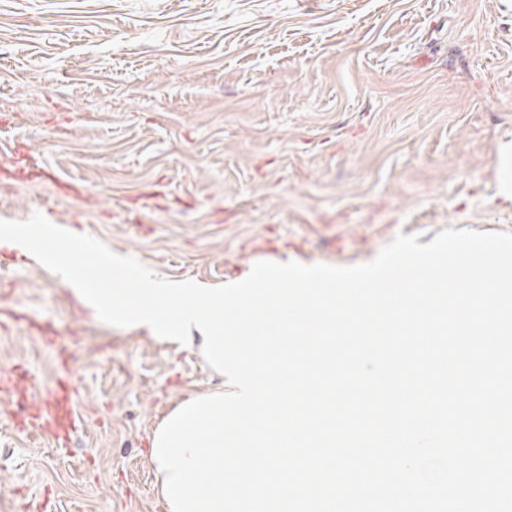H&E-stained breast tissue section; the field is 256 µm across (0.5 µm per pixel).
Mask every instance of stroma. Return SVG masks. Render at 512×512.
Listing matches in <instances>:
<instances>
[{
    "mask_svg": "<svg viewBox=\"0 0 512 512\" xmlns=\"http://www.w3.org/2000/svg\"><path fill=\"white\" fill-rule=\"evenodd\" d=\"M512 0H0V219L34 213L207 287L363 264L397 234L512 233ZM0 512H165L154 432L198 349L92 318L0 247ZM69 382V446L29 418Z\"/></svg>",
    "mask_w": 512,
    "mask_h": 512,
    "instance_id": "stroma-1",
    "label": "stroma"
}]
</instances>
